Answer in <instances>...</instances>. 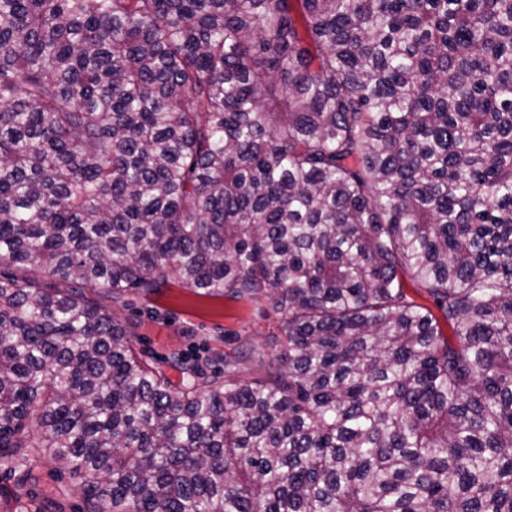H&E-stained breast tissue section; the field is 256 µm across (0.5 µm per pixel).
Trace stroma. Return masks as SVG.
<instances>
[{"label":"stroma","instance_id":"obj_1","mask_svg":"<svg viewBox=\"0 0 512 512\" xmlns=\"http://www.w3.org/2000/svg\"><path fill=\"white\" fill-rule=\"evenodd\" d=\"M114 312L133 327V342L145 358L165 367L172 381H180L172 368L173 356L199 362L205 375L222 371L225 355L246 346L265 354L277 353L283 336L282 317L268 300H234L221 294H202L169 276L151 298L129 293ZM33 503L61 497L65 512H82L84 498L77 480L43 467L34 473Z\"/></svg>","mask_w":512,"mask_h":512}]
</instances>
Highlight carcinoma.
Wrapping results in <instances>:
<instances>
[{"mask_svg": "<svg viewBox=\"0 0 512 512\" xmlns=\"http://www.w3.org/2000/svg\"><path fill=\"white\" fill-rule=\"evenodd\" d=\"M2 265L16 502L512 512V0H0ZM171 274L283 347L172 383ZM33 494L30 500L42 504L50 498H55L59 492L65 495L61 498L64 512H82L84 498L79 487V481L74 480L65 472L62 476L51 467H42L34 472Z\"/></svg>", "mask_w": 512, "mask_h": 512, "instance_id": "cac0c4a2", "label": "carcinoma"}]
</instances>
